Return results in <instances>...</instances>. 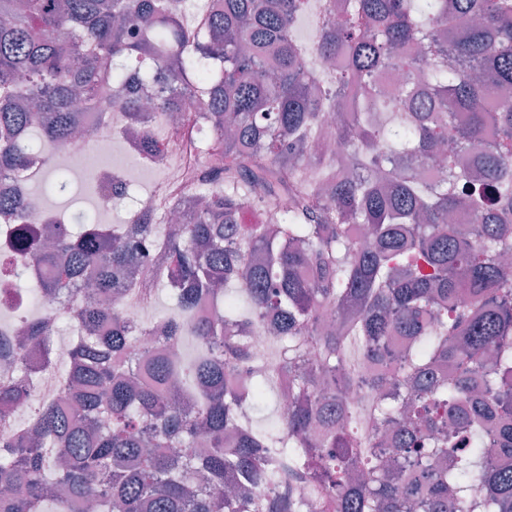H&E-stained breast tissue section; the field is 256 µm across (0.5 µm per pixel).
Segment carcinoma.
I'll list each match as a JSON object with an SVG mask.
<instances>
[{
	"instance_id": "carcinoma-1",
	"label": "carcinoma",
	"mask_w": 512,
	"mask_h": 512,
	"mask_svg": "<svg viewBox=\"0 0 512 512\" xmlns=\"http://www.w3.org/2000/svg\"><path fill=\"white\" fill-rule=\"evenodd\" d=\"M221 2L190 34L177 0H0V173L68 143L77 94L103 86L95 109L147 156L199 93L222 158L188 224L27 240L50 310L0 357L30 355L60 392L33 408L0 378V512H512V467L485 463L512 457V0H342L310 46L292 31L312 0ZM443 24L465 27L449 49ZM387 70L404 76L389 91ZM320 103L348 147L333 162L311 151ZM28 210L0 187V216ZM159 284L176 312L127 324L113 302ZM208 294L221 314L198 319ZM61 319L77 328L63 362ZM392 336L403 362L365 379ZM188 338L192 361L174 353ZM270 392L288 413L257 429Z\"/></svg>"
}]
</instances>
